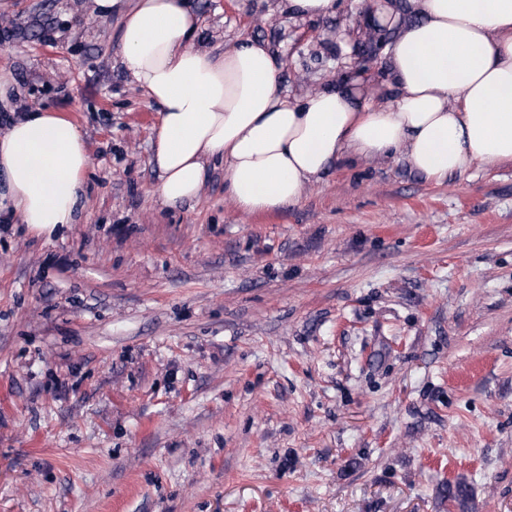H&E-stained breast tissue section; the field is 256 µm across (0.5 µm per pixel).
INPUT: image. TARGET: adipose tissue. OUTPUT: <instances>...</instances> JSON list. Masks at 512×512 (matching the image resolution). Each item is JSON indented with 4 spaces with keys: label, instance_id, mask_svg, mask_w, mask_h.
<instances>
[{
    "label": "adipose tissue",
    "instance_id": "obj_1",
    "mask_svg": "<svg viewBox=\"0 0 512 512\" xmlns=\"http://www.w3.org/2000/svg\"><path fill=\"white\" fill-rule=\"evenodd\" d=\"M387 54L392 102L369 103L350 76L291 101L267 43L198 45L188 0H133L120 62L161 113L151 162L156 193L198 197L208 163L248 213L297 204L332 164L403 153L429 180L512 160V0H410ZM89 165L77 127L26 112L0 136V171L22 223L53 231L76 221Z\"/></svg>",
    "mask_w": 512,
    "mask_h": 512
}]
</instances>
